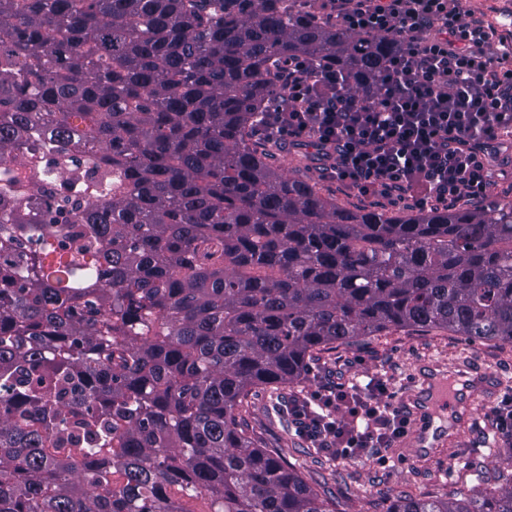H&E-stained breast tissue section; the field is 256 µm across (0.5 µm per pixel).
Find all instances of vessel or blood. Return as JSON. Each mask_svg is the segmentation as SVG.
Instances as JSON below:
<instances>
[{
  "label": "vessel or blood",
  "mask_w": 512,
  "mask_h": 512,
  "mask_svg": "<svg viewBox=\"0 0 512 512\" xmlns=\"http://www.w3.org/2000/svg\"><path fill=\"white\" fill-rule=\"evenodd\" d=\"M504 387L494 372L461 361L449 367L421 363L409 390L394 406L410 416L413 428L401 440V453L409 461H427L445 447L461 446L476 408L487 405Z\"/></svg>",
  "instance_id": "vessel-or-blood-1"
}]
</instances>
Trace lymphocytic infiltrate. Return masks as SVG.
Returning a JSON list of instances; mask_svg holds the SVG:
<instances>
[{"label": "lymphocytic infiltrate", "mask_w": 512, "mask_h": 512, "mask_svg": "<svg viewBox=\"0 0 512 512\" xmlns=\"http://www.w3.org/2000/svg\"><path fill=\"white\" fill-rule=\"evenodd\" d=\"M352 31L395 35L371 91L354 98L342 74L313 57L288 61L287 95L253 115V131L295 148L315 147L326 177L372 197L416 207L484 197L489 149L512 133V44L460 11L458 0H325ZM384 381L323 385L294 404L301 434L343 459L382 451L408 419L387 402Z\"/></svg>", "instance_id": "1"}]
</instances>
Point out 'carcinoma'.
Returning a JSON list of instances; mask_svg holds the SVG:
<instances>
[{"label":"carcinoma","instance_id":"1","mask_svg":"<svg viewBox=\"0 0 512 512\" xmlns=\"http://www.w3.org/2000/svg\"><path fill=\"white\" fill-rule=\"evenodd\" d=\"M307 2L0 0V512H333L242 428L252 389L387 330L512 343V203L350 210L250 144L286 60L358 98L393 51Z\"/></svg>","mask_w":512,"mask_h":512}]
</instances>
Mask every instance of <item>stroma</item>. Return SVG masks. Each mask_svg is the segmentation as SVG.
I'll list each match as a JSON object with an SVG mask.
<instances>
[{
	"label": "stroma",
	"mask_w": 512,
	"mask_h": 512,
	"mask_svg": "<svg viewBox=\"0 0 512 512\" xmlns=\"http://www.w3.org/2000/svg\"><path fill=\"white\" fill-rule=\"evenodd\" d=\"M463 12L474 14L493 27L498 36L512 42V0H459ZM269 162L280 172L314 183L320 195L338 206H370L389 214L407 215L412 201H393L380 196L364 198L325 179L312 161V149H291L258 143ZM442 365L459 359L502 373L512 380V345L470 342L444 331L412 330L369 336L358 343L321 351L310 360L299 379L277 388L253 389L243 416L249 432L278 452L336 512H385L390 499L438 497L458 499L478 489L494 492L512 485V465H507L503 436L490 408L475 415L464 447L414 466L396 462L381 466L375 455L341 460L300 435L290 412L293 402L328 382H348L377 377L395 393L412 383L417 360Z\"/></svg>",
	"instance_id": "1"
}]
</instances>
